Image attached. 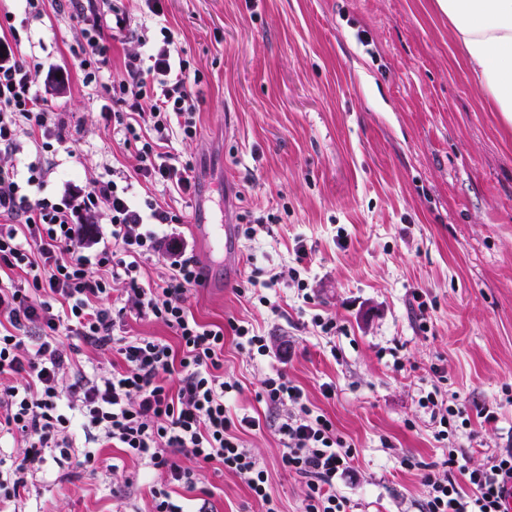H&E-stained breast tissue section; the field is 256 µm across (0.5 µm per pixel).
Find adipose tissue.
<instances>
[{
	"mask_svg": "<svg viewBox=\"0 0 512 512\" xmlns=\"http://www.w3.org/2000/svg\"><path fill=\"white\" fill-rule=\"evenodd\" d=\"M454 55L512 133V0H435Z\"/></svg>",
	"mask_w": 512,
	"mask_h": 512,
	"instance_id": "ef3b65f1",
	"label": "adipose tissue"
}]
</instances>
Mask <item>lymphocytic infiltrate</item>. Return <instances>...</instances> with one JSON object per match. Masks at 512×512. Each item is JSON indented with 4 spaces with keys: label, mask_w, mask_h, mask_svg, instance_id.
<instances>
[{
    "label": "lymphocytic infiltrate",
    "mask_w": 512,
    "mask_h": 512,
    "mask_svg": "<svg viewBox=\"0 0 512 512\" xmlns=\"http://www.w3.org/2000/svg\"><path fill=\"white\" fill-rule=\"evenodd\" d=\"M69 2L82 36L73 51L82 82L108 94L105 119L135 146L139 176L153 188L189 193L192 167L180 164L173 139L197 132L199 78L175 59L170 30L160 27L161 46L126 53L114 69L109 52L126 36L127 11L119 0L106 9L100 0ZM39 70L12 44L0 48V434L19 448L0 458V505L22 500L47 457L94 472L95 446L110 445L164 475L151 491L153 512H184L172 487L194 490L197 469L214 464L242 477L264 512H280L267 471L239 437L261 429L260 418L233 416L225 406L235 389L224 380L225 331L252 355H266L267 337L244 321L223 328L194 318L187 301L203 281L201 263L169 230L182 213L154 192L136 205L127 187L102 177L60 197L45 193L51 166L40 157L73 134L41 94ZM24 138L37 160L18 158ZM99 211L109 234L90 221ZM159 256L164 273L145 280L144 261ZM129 316L163 323L176 344L131 334ZM257 397L294 408L275 433L284 467L305 481L303 512H348L336 479L350 473L355 448L284 373L263 379ZM183 457L189 466L180 465ZM448 467L444 479L424 475L423 512H503L511 452L476 468L452 452Z\"/></svg>",
    "instance_id": "1"
}]
</instances>
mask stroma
I'll return each instance as SVG.
<instances>
[{
  "instance_id": "obj_1",
  "label": "stroma",
  "mask_w": 512,
  "mask_h": 512,
  "mask_svg": "<svg viewBox=\"0 0 512 512\" xmlns=\"http://www.w3.org/2000/svg\"><path fill=\"white\" fill-rule=\"evenodd\" d=\"M124 4L132 28L148 25L155 40L167 26L173 52L200 72L197 135L176 143L198 190L167 201L185 213L177 231L203 265L192 314L245 320L269 339V356L253 358L225 336L224 379L242 387L231 411L267 420L240 438L281 512H301L306 486L282 464L277 414L256 399L276 371L355 446V476L336 484L352 512H422L423 475L445 477L449 449L471 466L511 449L512 135L455 60L433 0H164L158 17L143 0ZM12 35L40 62L43 94L82 129L58 153L49 190L135 174V148L103 118L107 95L74 73L69 47L81 34L67 9L46 0L36 18L25 0H0V36ZM60 70L68 82L55 81ZM245 215L264 219L252 242L236 236ZM218 216L220 255L194 230ZM301 245L310 302L293 282L277 288L276 316L238 296L252 266L290 272ZM317 314L335 316V335L320 333ZM436 385L469 416L445 440L418 405ZM98 455L93 474L46 459L19 512H152L149 488L162 476L116 448ZM197 478L185 512L202 497L210 512H261L237 475Z\"/></svg>"
}]
</instances>
